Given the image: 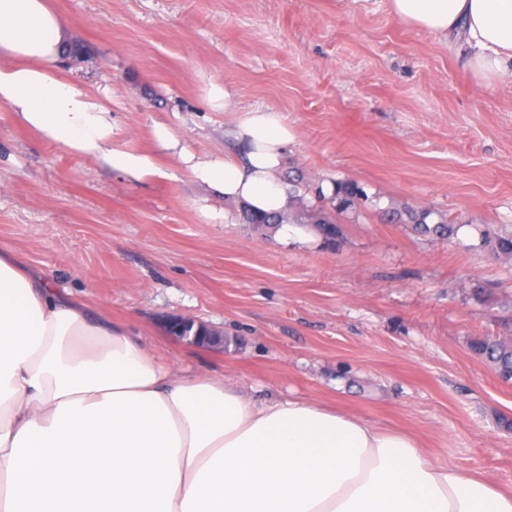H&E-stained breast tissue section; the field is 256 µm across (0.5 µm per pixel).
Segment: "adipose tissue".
<instances>
[{
  "mask_svg": "<svg viewBox=\"0 0 512 512\" xmlns=\"http://www.w3.org/2000/svg\"><path fill=\"white\" fill-rule=\"evenodd\" d=\"M512 85V0H389ZM71 24L49 0H0V105L43 142L134 180L177 164L253 212L287 211L282 113L210 85L228 148L189 150L165 121L135 145L107 93L60 68ZM0 512H512V489L433 461L414 436L305 400L262 403L174 369L143 336L0 246Z\"/></svg>",
  "mask_w": 512,
  "mask_h": 512,
  "instance_id": "1",
  "label": "adipose tissue"
}]
</instances>
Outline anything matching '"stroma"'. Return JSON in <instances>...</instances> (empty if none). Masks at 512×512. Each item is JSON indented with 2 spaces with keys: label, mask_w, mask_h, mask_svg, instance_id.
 Returning a JSON list of instances; mask_svg holds the SVG:
<instances>
[{
  "label": "stroma",
  "mask_w": 512,
  "mask_h": 512,
  "mask_svg": "<svg viewBox=\"0 0 512 512\" xmlns=\"http://www.w3.org/2000/svg\"><path fill=\"white\" fill-rule=\"evenodd\" d=\"M71 23L62 68L107 91L143 144L162 118L224 148L210 84L283 112L285 167L369 197L338 247L237 224V205L182 176L137 182L41 142L0 105V245L90 295L174 366L224 374L253 399H304L410 433L440 463L512 487V382L471 348L512 339V87L479 89L465 48L400 22L389 0H52ZM447 215L449 240L387 222ZM220 330L189 346L174 317Z\"/></svg>",
  "instance_id": "1"
}]
</instances>
